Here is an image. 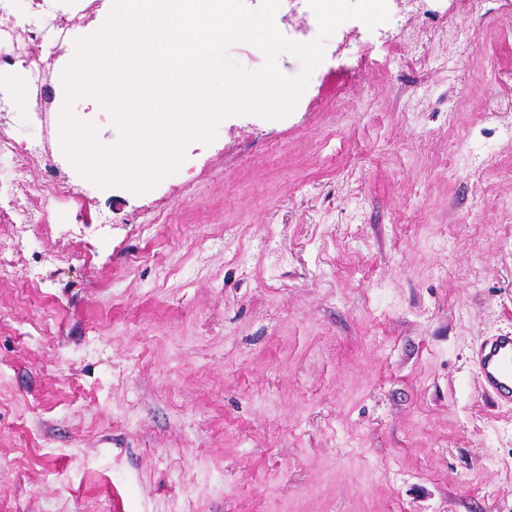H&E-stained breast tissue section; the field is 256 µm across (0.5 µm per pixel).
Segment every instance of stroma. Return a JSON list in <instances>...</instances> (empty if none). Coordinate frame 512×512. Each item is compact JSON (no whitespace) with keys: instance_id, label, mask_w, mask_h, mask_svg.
<instances>
[{"instance_id":"1","label":"stroma","mask_w":512,"mask_h":512,"mask_svg":"<svg viewBox=\"0 0 512 512\" xmlns=\"http://www.w3.org/2000/svg\"><path fill=\"white\" fill-rule=\"evenodd\" d=\"M508 13H398L290 115L48 206L0 280V512H512L471 360L512 332ZM22 51L51 117L63 50ZM8 132L73 181L54 122Z\"/></svg>"}]
</instances>
